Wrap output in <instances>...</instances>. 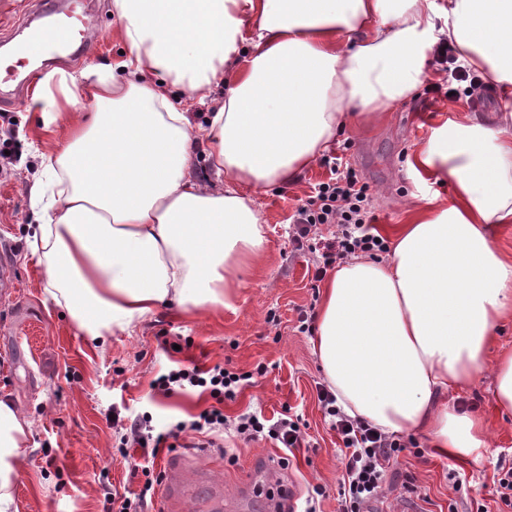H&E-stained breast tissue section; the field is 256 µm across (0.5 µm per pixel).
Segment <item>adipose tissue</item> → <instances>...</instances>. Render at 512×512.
<instances>
[{
    "mask_svg": "<svg viewBox=\"0 0 512 512\" xmlns=\"http://www.w3.org/2000/svg\"><path fill=\"white\" fill-rule=\"evenodd\" d=\"M126 75L58 72L45 114L65 139L31 189L44 292L95 348L156 309L231 307L236 270L261 262L258 192L315 167L337 137L381 120L439 77L434 49L455 45L512 102V0H112ZM156 82H149V75ZM215 103L205 123L188 106ZM206 145L218 176L193 173ZM420 180L452 184L384 255H355L321 291L314 350L337 403L388 434H426L472 456L485 430L454 404L493 369L512 412V113L498 124L446 119L409 159ZM32 422L0 395V512Z\"/></svg>",
    "mask_w": 512,
    "mask_h": 512,
    "instance_id": "adipose-tissue-1",
    "label": "adipose tissue"
}]
</instances>
